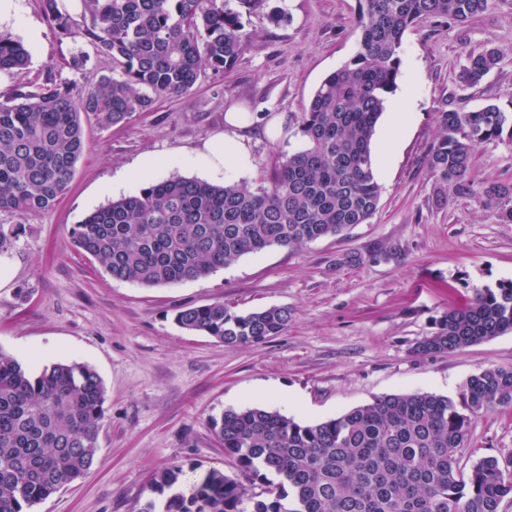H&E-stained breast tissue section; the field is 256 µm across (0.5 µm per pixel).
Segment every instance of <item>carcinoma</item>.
Segmentation results:
<instances>
[{
	"label": "carcinoma",
	"mask_w": 512,
	"mask_h": 512,
	"mask_svg": "<svg viewBox=\"0 0 512 512\" xmlns=\"http://www.w3.org/2000/svg\"><path fill=\"white\" fill-rule=\"evenodd\" d=\"M270 0H83L89 23L72 30L59 0H44L65 35L97 46L112 75L81 88L51 79L0 100V211L37 216L63 196L86 149L82 119L109 127L179 96L203 67L233 68L248 44L243 16L284 15ZM358 50L315 89L299 120L302 149L277 158L263 185L222 186L173 176L149 182L74 225V246L114 280L144 287L205 277L273 246L336 236L375 214L381 187L373 138L397 87L401 47L415 23L469 22L506 0H359ZM24 45L0 35V71L20 70ZM494 48L469 56L459 79L480 83L499 64ZM428 170L453 194L512 223V185L471 179L476 148L512 145V112L494 103L443 110ZM290 310L237 313L222 302L185 306L176 323L227 347L285 330ZM512 332V281L475 289L448 311L423 354ZM105 388L94 369L54 362L32 375L0 351V512H28L97 462ZM512 408V368L470 376L461 402L431 392L389 394L315 424L259 406L228 409L213 429L239 472L218 469L184 484L174 465L152 478L156 499L137 512H499L512 495V459L484 457L465 472L457 455L483 413Z\"/></svg>",
	"instance_id": "cac0c4a2"
}]
</instances>
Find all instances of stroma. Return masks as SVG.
Instances as JSON below:
<instances>
[{"label":"stroma","instance_id":"35a3bbf8","mask_svg":"<svg viewBox=\"0 0 512 512\" xmlns=\"http://www.w3.org/2000/svg\"><path fill=\"white\" fill-rule=\"evenodd\" d=\"M285 14L245 18L251 39L235 67L205 70L186 94L160 99L152 111L107 128L85 124L87 150L67 194L37 216L0 212L14 229L0 255V351L31 373L56 361L84 363L105 387L97 463L80 480L35 504L32 512H137L151 498L153 475L173 465L187 478L235 464L212 421L225 410L258 405L314 424L374 398L434 392L459 399L467 379L489 367L512 368V333L454 351L422 354L417 345L448 309L474 289L512 280V224L499 223L476 199L449 195L426 161L443 110L496 103L512 110V5L466 24L427 21L409 29L401 50L396 96L405 100L403 131L388 142L391 115L376 127L378 209L344 235L299 247L248 254L206 277L146 288L112 279L77 251L75 224L134 194L113 183L147 156L164 154L167 169L204 179L194 152L226 130V109L249 117L237 134L249 150L248 170L224 178L256 187L276 157L303 145L297 119L322 79L356 52L358 0H274ZM0 32L30 52L25 69L8 74L0 98L19 85L54 78L81 87L111 74V61L89 42L63 35L42 0H23L19 20ZM499 49L501 61L478 86H461L467 56ZM85 59L72 69L73 56ZM475 183H512V145L487 142L473 158ZM224 302L238 312L285 307L287 329L265 342L229 348L178 327L177 309ZM512 456V410L477 417L458 454L461 468Z\"/></svg>","mask_w":512,"mask_h":512}]
</instances>
